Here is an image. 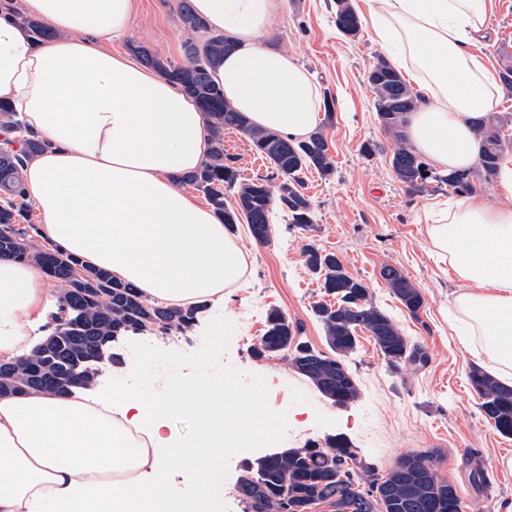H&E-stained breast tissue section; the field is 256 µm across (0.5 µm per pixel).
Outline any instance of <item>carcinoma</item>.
I'll return each instance as SVG.
<instances>
[{
  "mask_svg": "<svg viewBox=\"0 0 512 512\" xmlns=\"http://www.w3.org/2000/svg\"><path fill=\"white\" fill-rule=\"evenodd\" d=\"M180 19L191 37L183 43V62L160 60L142 44L129 50L148 67L177 85L197 101L205 112L210 131V152L195 172L180 179L203 193L230 230L245 217L252 238L262 244L273 233L272 213L279 209L285 221L301 229L316 223L315 206L304 191V175L314 170L332 179L336 165L320 127L305 138H292L278 131L252 127L245 116L224 100V91L210 75L211 63L228 53L227 37L210 31L198 17L191 0H181ZM336 28L344 35H360L359 17L350 0H336ZM499 72L502 87L512 92V52L503 48ZM374 93V110L380 127L395 148L390 159L397 180L407 191L418 192L427 183L446 185L455 193L473 189L469 172H436L414 151L405 132V117L417 108L418 99L401 72L379 56L368 72ZM512 115L490 112L481 123L483 148L478 173L485 181L495 178L505 149L503 134ZM234 128L250 141L252 150L266 159L280 179L277 186L257 177L244 179L237 157L224 151V130ZM0 256L31 262L61 287L57 310L51 313L50 335L30 354L0 362V394L28 391L67 393L95 383L100 365L110 358V344L129 333L167 335L191 328L201 307H171L144 298L134 285L101 268L86 266L77 257L57 248L38 244L40 227L27 223L25 210L14 203L22 197L25 163L42 150V144L26 134L17 114L0 103ZM308 270L321 281L323 294L336 304L319 301L312 307L321 322L328 351L302 341L301 327L279 308L266 313V330L253 347L258 359L283 356L294 371L306 378L322 395L339 406L359 396V385L348 357L358 344L357 331H366L374 341L386 368L398 372L418 368L428 354L405 336L394 319L369 298L366 283L350 276L339 257L308 244L303 249ZM392 294L415 315L424 303L418 288L404 272L392 265L380 270ZM347 375L336 376L335 364ZM472 389L481 399L486 421L503 437H512V387L491 374L474 369L469 374ZM428 459L423 478L417 479L401 458L385 475L358 455L344 436L323 444L292 448L263 457L240 475L236 492L243 512H313L324 504L332 512H433L441 493L452 483L440 478L435 450L418 452Z\"/></svg>",
  "mask_w": 512,
  "mask_h": 512,
  "instance_id": "carcinoma-1",
  "label": "carcinoma"
}]
</instances>
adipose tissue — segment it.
I'll return each mask as SVG.
<instances>
[{
	"label": "adipose tissue",
	"instance_id": "obj_1",
	"mask_svg": "<svg viewBox=\"0 0 512 512\" xmlns=\"http://www.w3.org/2000/svg\"><path fill=\"white\" fill-rule=\"evenodd\" d=\"M281 0H193L235 49L212 78L256 127L295 138L312 132L321 96L310 73L261 44ZM40 19L56 38L39 42L15 21ZM491 0H381L377 36L417 84L407 116L414 149L435 170H469L481 149L479 123L497 103V77L479 51ZM135 16V0H0V100L46 145L25 167V196L42 237L84 264L133 282L146 298L188 307L223 298L245 273V257L212 209L174 181L210 147L194 99L113 52ZM437 261L465 289L454 325L512 386V206L477 194L430 216ZM41 270L0 258V359L29 354L50 309ZM217 364L199 353L194 370L147 397L123 378L51 396L0 395V512H141L149 492L164 512H212L202 460L237 440L240 412L224 405ZM189 416L190 437L167 434ZM181 469L192 496L173 493L165 474Z\"/></svg>",
	"mask_w": 512,
	"mask_h": 512
}]
</instances>
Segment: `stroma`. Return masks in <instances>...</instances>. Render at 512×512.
Listing matches in <instances>:
<instances>
[{
  "label": "stroma",
  "instance_id": "stroma-1",
  "mask_svg": "<svg viewBox=\"0 0 512 512\" xmlns=\"http://www.w3.org/2000/svg\"><path fill=\"white\" fill-rule=\"evenodd\" d=\"M352 2L361 22L359 37L336 29L335 0H282L280 18L266 38L293 56L334 101L324 132L336 174L329 180L314 172L306 177V192L316 206L315 224L302 230L274 214L275 233L264 245L254 241L246 223L237 224L233 237L246 258L242 283L225 289L223 300L201 313L186 333L118 338L98 381L107 383L133 365L137 372L131 385L149 392L158 380L187 371L199 352H210L231 385L226 406L244 407L249 429L246 445L225 455L214 479L223 512H243L235 486L247 464L335 435L347 437L382 473L407 454L437 450L438 473L461 491L465 512H512V438L500 436L484 419L467 378L474 367L486 371L490 365L477 363L448 323L462 285L453 272L437 266L426 232V214L444 206L453 194L433 182L411 193L396 179L390 166L394 143L376 120L367 82L373 61L388 49L371 25L367 0ZM180 3L137 0L135 22L113 40V51H127L135 42L162 59L182 61L187 34ZM489 24L480 52L496 70L502 64V47H512V0H492ZM367 140L380 147L370 157L361 151ZM309 243L336 253L350 275L366 282L376 305L405 336L424 345L426 366L389 373L373 340L361 333L349 358L360 395L341 407L296 373L287 359L252 356L250 349L262 336L272 307L301 324L305 341L325 349L322 326L312 312L322 298L320 284L306 269L302 254ZM386 264L401 268L420 290L424 304L418 314L406 311L382 281L380 269ZM218 318L232 323L219 337L212 330ZM477 466L491 478L486 487L469 482Z\"/></svg>",
  "mask_w": 512,
  "mask_h": 512
}]
</instances>
